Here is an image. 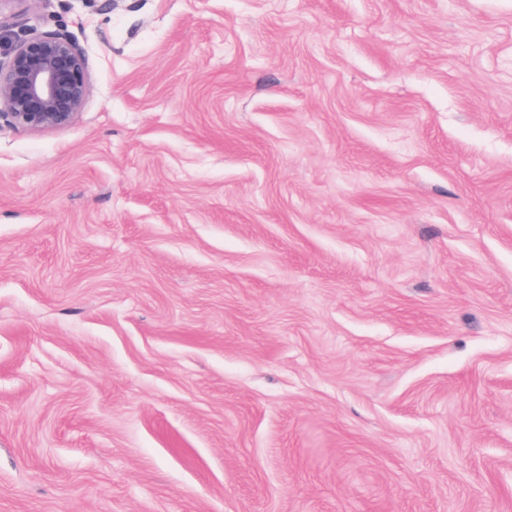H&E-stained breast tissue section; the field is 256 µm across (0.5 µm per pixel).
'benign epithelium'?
I'll list each match as a JSON object with an SVG mask.
<instances>
[{"mask_svg":"<svg viewBox=\"0 0 512 512\" xmlns=\"http://www.w3.org/2000/svg\"><path fill=\"white\" fill-rule=\"evenodd\" d=\"M88 94L85 56L63 35H32L0 56V123L11 128L68 126Z\"/></svg>","mask_w":512,"mask_h":512,"instance_id":"7a95c632","label":"benign epithelium"}]
</instances>
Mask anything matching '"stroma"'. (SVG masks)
Returning a JSON list of instances; mask_svg holds the SVG:
<instances>
[{"instance_id": "obj_1", "label": "stroma", "mask_w": 512, "mask_h": 512, "mask_svg": "<svg viewBox=\"0 0 512 512\" xmlns=\"http://www.w3.org/2000/svg\"><path fill=\"white\" fill-rule=\"evenodd\" d=\"M0 512H512V0H14ZM88 94L85 56L66 36L32 35L5 53L0 44V123L62 128L77 119Z\"/></svg>"}]
</instances>
